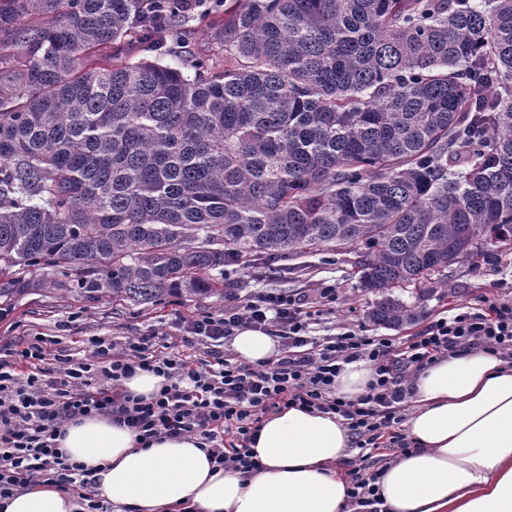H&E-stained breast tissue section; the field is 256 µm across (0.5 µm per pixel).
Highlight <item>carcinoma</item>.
Segmentation results:
<instances>
[{"instance_id":"obj_1","label":"carcinoma","mask_w":512,"mask_h":512,"mask_svg":"<svg viewBox=\"0 0 512 512\" xmlns=\"http://www.w3.org/2000/svg\"><path fill=\"white\" fill-rule=\"evenodd\" d=\"M147 2L0 0L1 301L222 297L227 263L353 247L400 328L512 247V0H235L188 71Z\"/></svg>"}]
</instances>
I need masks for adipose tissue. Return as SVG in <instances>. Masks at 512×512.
<instances>
[{"label":"adipose tissue","mask_w":512,"mask_h":512,"mask_svg":"<svg viewBox=\"0 0 512 512\" xmlns=\"http://www.w3.org/2000/svg\"><path fill=\"white\" fill-rule=\"evenodd\" d=\"M239 360L276 361L278 342L243 329ZM404 427L409 453L375 482L378 512H512V363L483 349L437 360L412 381ZM83 463L114 512H351L352 485L337 464L353 454L342 418L297 407L268 414L252 449L262 468L227 470L197 436L149 446L104 416L64 427L55 440ZM77 494L38 482L0 498V512H81Z\"/></svg>","instance_id":"ef3b65f1"}]
</instances>
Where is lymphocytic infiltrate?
Listing matches in <instances>:
<instances>
[{
  "instance_id": "lymphocytic-infiltrate-1",
  "label": "lymphocytic infiltrate",
  "mask_w": 512,
  "mask_h": 512,
  "mask_svg": "<svg viewBox=\"0 0 512 512\" xmlns=\"http://www.w3.org/2000/svg\"><path fill=\"white\" fill-rule=\"evenodd\" d=\"M332 286L316 295H260L229 303L224 315L186 319L184 329L217 347L237 330L259 329L279 338L278 361L251 367L227 358H190L155 349L150 337L136 336L122 345L93 339L84 361L60 360L46 379L48 351L41 337L11 350L0 363V497L25 490L35 481L78 488L83 499L96 496L93 473L66 462L54 440L69 422L108 416L136 432L142 443L161 437L196 435L224 468L260 470L251 449L265 414L289 407L340 416L352 445L368 448L388 463L409 450L400 429L402 411L412 391L409 380L436 360L481 348L512 362V302L464 307L449 318L430 323L404 340L346 331L316 341L309 327L335 303ZM370 363L374 375L357 401L336 393L344 364ZM162 376L151 398L123 387L136 371Z\"/></svg>"
}]
</instances>
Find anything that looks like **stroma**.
I'll return each instance as SVG.
<instances>
[{
  "instance_id": "1",
  "label": "stroma",
  "mask_w": 512,
  "mask_h": 512,
  "mask_svg": "<svg viewBox=\"0 0 512 512\" xmlns=\"http://www.w3.org/2000/svg\"><path fill=\"white\" fill-rule=\"evenodd\" d=\"M349 251H314L286 260L287 270L268 275L260 269L229 266L224 276L223 297H171L154 306L126 307L111 298H87L73 292L61 295L39 291L26 295L0 316V357L23 337L41 336L54 354L75 359L86 356L90 339L103 337L121 343L133 336H152L163 345L184 335L182 318L206 313L219 318L224 314V296L244 300L259 293L291 294L334 286L336 302L332 310L311 326L316 339L344 332L365 331L370 336L385 335V328L369 325L365 314L375 294L365 290ZM512 300V250L497 251L476 263L463 262L448 270L447 286L435 287L426 301L423 322L394 330V337H406L421 331L424 323L449 317L463 306H475L483 300Z\"/></svg>"
}]
</instances>
